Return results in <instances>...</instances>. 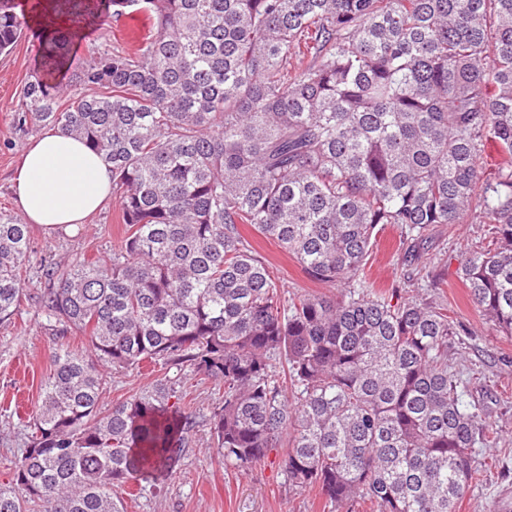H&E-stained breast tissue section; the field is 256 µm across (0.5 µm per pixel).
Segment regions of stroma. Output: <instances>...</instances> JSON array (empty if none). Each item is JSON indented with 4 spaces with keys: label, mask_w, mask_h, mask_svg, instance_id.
<instances>
[{
    "label": "stroma",
    "mask_w": 512,
    "mask_h": 512,
    "mask_svg": "<svg viewBox=\"0 0 512 512\" xmlns=\"http://www.w3.org/2000/svg\"><path fill=\"white\" fill-rule=\"evenodd\" d=\"M153 19L135 12L120 20L105 19L83 26L73 48L72 65L115 51L135 49L154 34ZM41 49L32 36H23L14 48L0 54V216L18 217L12 180L26 146L41 136L44 126L28 132L15 129L12 117L25 107V84L41 71ZM243 237L266 261L284 294L335 295V288L310 280L299 264L272 241L242 227ZM32 261L27 271L20 310L0 325V484L13 478L17 460L27 446L29 417L42 400V384L54 364L58 347L86 355L88 334L54 335L38 302L41 264L68 266L82 259L102 260L112 255L125 234L120 207L109 199L76 229L30 227ZM403 234L388 225L379 232L365 267L367 282L381 292L407 293L424 289L413 263L405 256ZM491 244L487 224H442L426 243L439 258L444 274L435 294L448 305L458 322L457 335L448 339V361L464 376V398L479 402L482 416L494 431L512 442V336L504 335L485 319L471 301L458 272L461 254L475 243ZM179 381L177 406L192 424L177 462L156 481H129L112 489L125 512H336L318 488L295 490L283 471L285 451L273 449L259 464L228 468L211 433L210 418L224 403V382L195 371L190 365L128 368L113 372L102 397L103 409L142 396L162 374ZM457 512H512V451L499 455L485 468L481 482L459 503Z\"/></svg>",
    "instance_id": "35a3bbf8"
}]
</instances>
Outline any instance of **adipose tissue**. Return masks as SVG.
<instances>
[{
  "label": "adipose tissue",
  "instance_id": "ef3b65f1",
  "mask_svg": "<svg viewBox=\"0 0 512 512\" xmlns=\"http://www.w3.org/2000/svg\"><path fill=\"white\" fill-rule=\"evenodd\" d=\"M12 189L26 223L67 229L109 198L112 174L84 143L51 129L26 147Z\"/></svg>",
  "mask_w": 512,
  "mask_h": 512
}]
</instances>
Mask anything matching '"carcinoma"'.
<instances>
[{
  "label": "carcinoma",
  "mask_w": 512,
  "mask_h": 512,
  "mask_svg": "<svg viewBox=\"0 0 512 512\" xmlns=\"http://www.w3.org/2000/svg\"><path fill=\"white\" fill-rule=\"evenodd\" d=\"M150 14L131 52L74 74L90 93L60 102L66 29L39 32L43 75L13 116L51 125L112 172L125 236L112 259L45 265L42 313L60 348L0 512H123L116 482L174 464L187 422L164 375L100 411L111 370L143 362L224 379L210 429L224 467L285 441L295 489L338 509L456 512L480 451L502 439L448 365L454 321L435 299L378 296L362 281L379 228L421 241L437 224L495 225L459 274L512 335V0H98ZM54 15L93 21L86 0ZM28 29L0 0V53ZM496 157L487 174L478 157ZM247 224L340 297L282 296L239 231ZM29 225L0 217V322L25 297ZM428 287L442 285L423 258ZM291 395H286V392Z\"/></svg>",
  "instance_id": "obj_1"
}]
</instances>
